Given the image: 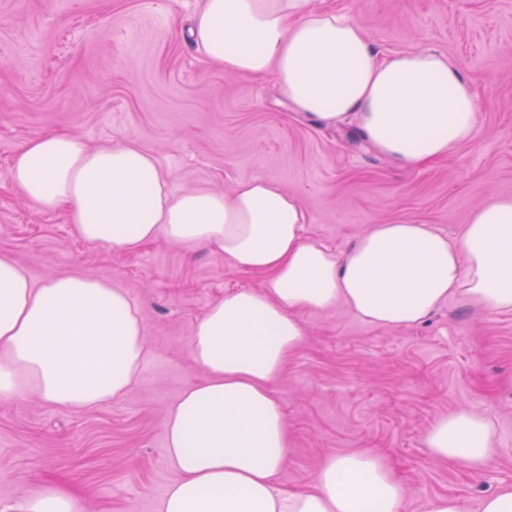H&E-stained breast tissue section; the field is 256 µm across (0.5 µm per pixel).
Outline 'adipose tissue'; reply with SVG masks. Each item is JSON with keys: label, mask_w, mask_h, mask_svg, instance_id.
<instances>
[{"label": "adipose tissue", "mask_w": 512, "mask_h": 512, "mask_svg": "<svg viewBox=\"0 0 512 512\" xmlns=\"http://www.w3.org/2000/svg\"><path fill=\"white\" fill-rule=\"evenodd\" d=\"M192 43L224 72L272 77L296 112L350 122L366 142L418 169L455 153L480 125L471 81L431 47L385 54L351 14L312 0H203ZM13 186L45 212L66 208L92 246L131 251L158 237L206 244L262 288L225 293L193 327L201 381L168 410L166 453L177 477L161 512H402L407 492L376 453L327 458L311 490L277 478L291 452L273 383L306 335L305 311L345 306L381 327L422 324L448 300L512 312V197L477 207L451 237L412 221L377 224L337 252L304 237L311 217L274 181L231 196L174 194L155 158L132 142L94 148L70 133L28 140ZM124 289L89 274L34 286L0 254V397L32 386L47 405L88 409L118 398L150 358ZM432 456L473 472L501 450L489 420L460 409L436 421Z\"/></svg>", "instance_id": "1"}]
</instances>
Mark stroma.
<instances>
[{
  "mask_svg": "<svg viewBox=\"0 0 512 512\" xmlns=\"http://www.w3.org/2000/svg\"><path fill=\"white\" fill-rule=\"evenodd\" d=\"M332 2L379 50L448 54L478 91L475 138L409 170L350 124L319 127L272 80L206 63L188 35L202 0H0V253L37 286L89 273L126 290L153 352L127 394L94 409L57 410L29 390L0 400V512L52 481L73 490L78 512H160L175 477L167 412L203 376L192 328L226 291L264 280L163 238L132 252L85 244L67 211L42 212L12 186L26 141L65 131L93 146L136 142L177 193L275 181L310 212L306 236L334 249L400 220L455 235L481 202L512 196V0ZM304 319L308 334L273 385L292 448L282 488L309 489L321 461L361 448L404 484L403 512L443 496L477 512L483 496L512 486V313L451 300L410 328L373 326L342 306ZM462 407L489 419L505 450L480 473L435 460L424 443Z\"/></svg>",
  "mask_w": 512,
  "mask_h": 512,
  "instance_id": "obj_1",
  "label": "stroma"
}]
</instances>
